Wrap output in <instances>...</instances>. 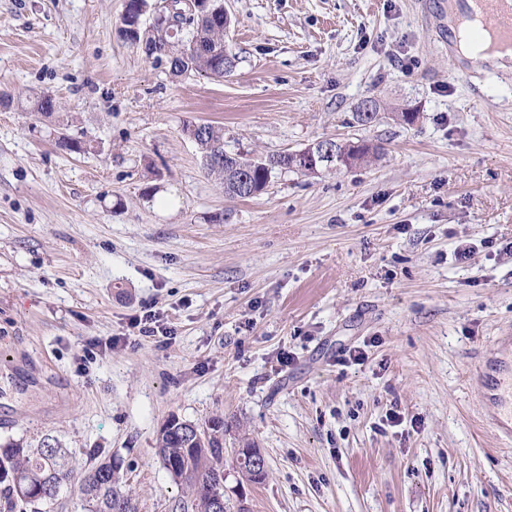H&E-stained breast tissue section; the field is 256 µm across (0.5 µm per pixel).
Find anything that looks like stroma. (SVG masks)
<instances>
[{
    "instance_id": "stroma-1",
    "label": "stroma",
    "mask_w": 512,
    "mask_h": 512,
    "mask_svg": "<svg viewBox=\"0 0 512 512\" xmlns=\"http://www.w3.org/2000/svg\"><path fill=\"white\" fill-rule=\"evenodd\" d=\"M125 4L0 0V446L53 435L76 471L127 467L139 512H180L157 434L220 417L249 512H512V449L468 378L512 332V85L451 71L441 0H223L221 78L146 59ZM195 122L251 157L381 152L231 198ZM147 308L169 340L132 327ZM245 438L262 483L235 469Z\"/></svg>"
}]
</instances>
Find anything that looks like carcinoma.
I'll return each mask as SVG.
<instances>
[{
  "label": "carcinoma",
  "mask_w": 512,
  "mask_h": 512,
  "mask_svg": "<svg viewBox=\"0 0 512 512\" xmlns=\"http://www.w3.org/2000/svg\"><path fill=\"white\" fill-rule=\"evenodd\" d=\"M150 0H130L120 23L124 37L141 46L148 59L169 63L174 76L204 72L217 78L231 71L234 60L224 48V25L219 17L197 21L182 29H170L158 22L152 31L142 30V17L151 12ZM59 108L55 97L43 93L36 97L34 111L52 117ZM378 103L366 100L354 120L367 125L378 114ZM336 157H352L360 165L378 154L381 147L364 140H345L335 144ZM196 146L202 153L208 173L224 185V194L231 198H248L263 191L276 169L306 174L304 162L294 161L285 152L268 156L255 164H240L224 150L223 129L210 123L203 124V133ZM211 433L206 448L186 447L178 431L162 428L156 448L162 467L180 484L186 500L180 503L181 512H211V505L225 500L224 512H245L241 504L224 499V419L210 420ZM73 451L53 436H45L36 445L12 443L0 448V499L7 512H14L18 504L36 505L57 499L65 487L79 493L84 500V512H138V504L126 490V479L121 468L112 460H103L75 479L71 465Z\"/></svg>",
  "instance_id": "1"
}]
</instances>
